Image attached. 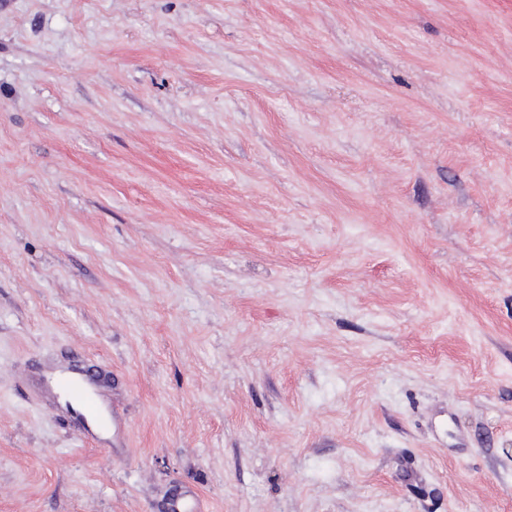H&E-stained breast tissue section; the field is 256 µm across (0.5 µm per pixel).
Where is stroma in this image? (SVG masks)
<instances>
[{
  "instance_id": "1",
  "label": "stroma",
  "mask_w": 512,
  "mask_h": 512,
  "mask_svg": "<svg viewBox=\"0 0 512 512\" xmlns=\"http://www.w3.org/2000/svg\"><path fill=\"white\" fill-rule=\"evenodd\" d=\"M195 499L512 512V0H0V512ZM66 374H62L64 376L60 380H57L56 386H59L64 390L72 400L78 402L75 403L71 399H63V405L66 404L67 400L70 401L71 407L80 410L85 413V409L89 412H96L97 410V401L95 395L93 394V389L89 387L87 382L79 375H71L65 376ZM85 409H84V408Z\"/></svg>"
}]
</instances>
